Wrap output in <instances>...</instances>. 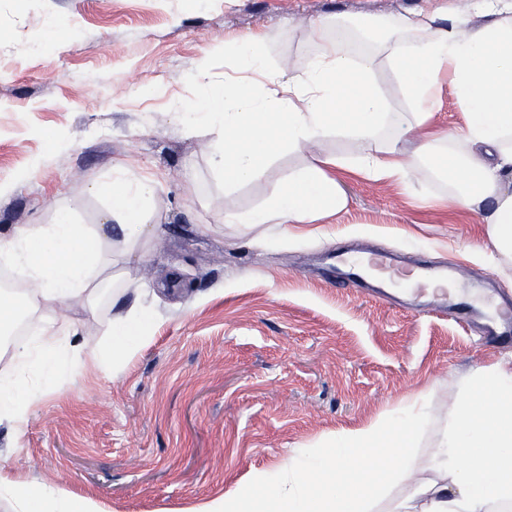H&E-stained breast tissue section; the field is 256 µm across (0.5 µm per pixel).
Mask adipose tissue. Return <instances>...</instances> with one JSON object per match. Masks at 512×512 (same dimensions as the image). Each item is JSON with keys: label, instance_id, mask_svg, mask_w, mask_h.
I'll use <instances>...</instances> for the list:
<instances>
[{"label": "adipose tissue", "instance_id": "adipose-tissue-1", "mask_svg": "<svg viewBox=\"0 0 512 512\" xmlns=\"http://www.w3.org/2000/svg\"><path fill=\"white\" fill-rule=\"evenodd\" d=\"M310 35L319 51L288 68H270L247 37L230 47L246 79L217 81L203 67L191 78L201 99L185 125L217 131L210 163L225 189L262 177L281 151L337 145L329 153L307 152L266 206L225 212L224 223L314 224L346 208L339 175L409 187L425 171L447 187L451 205L484 224V242L471 247L472 256L512 267V0H474L445 26L431 15L402 22L326 18ZM357 36L371 52L352 55ZM383 61L396 75L407 111H391L375 82ZM443 76L465 117L451 133L431 124ZM110 195L94 229L62 210L53 223L0 236V267L19 281L18 288L0 290V351L12 364L11 374L0 377V422H25L35 395L30 376L74 379L89 363L106 371L114 354L133 352L144 340L146 315L139 308L104 324L102 351L76 344L75 324L61 313L73 300L94 308L116 280L111 254L90 249L88 240L110 241L113 223L130 250L149 232L152 183L116 181ZM23 320L30 332L21 338L14 327ZM455 388V406L426 459L415 451L430 386L392 412L320 438L314 449H289L280 464L188 512H512V357L473 367ZM0 496L14 502L16 512H104L94 499L62 487L34 490L1 471Z\"/></svg>", "mask_w": 512, "mask_h": 512}]
</instances>
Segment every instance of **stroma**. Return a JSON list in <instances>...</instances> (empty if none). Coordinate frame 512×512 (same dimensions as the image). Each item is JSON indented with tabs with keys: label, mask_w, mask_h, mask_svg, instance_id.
<instances>
[{
	"label": "stroma",
	"mask_w": 512,
	"mask_h": 512,
	"mask_svg": "<svg viewBox=\"0 0 512 512\" xmlns=\"http://www.w3.org/2000/svg\"><path fill=\"white\" fill-rule=\"evenodd\" d=\"M464 0H0V233L48 224L60 208L93 227L114 176L154 180L157 225L129 261L117 303L71 301L77 343L105 347L103 322L137 306L147 340L108 373L33 379L21 430L0 425V469L60 486L106 512H186L289 449L377 417L427 384L428 453L454 381L511 352L401 293L337 287V254L394 252L512 297V283L467 248L477 216L438 184L406 190L344 177L348 204L304 234L248 231L223 211L267 204L304 154L280 152L265 175L225 192L212 172L216 130L188 133L190 77L234 69L225 40L261 36L272 66L316 53L312 22L456 10ZM152 83L150 96L139 90ZM37 166L26 181L20 173Z\"/></svg>",
	"instance_id": "stroma-1"
}]
</instances>
